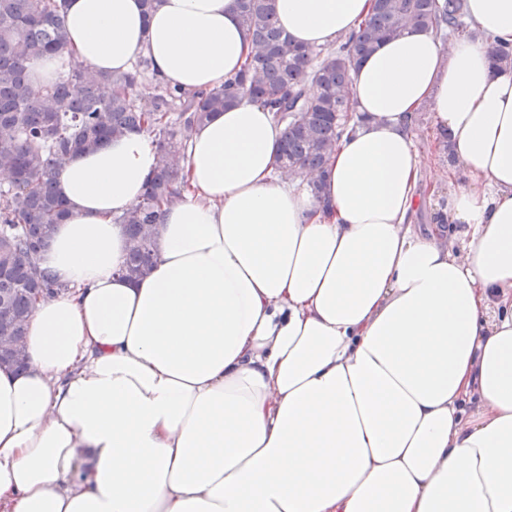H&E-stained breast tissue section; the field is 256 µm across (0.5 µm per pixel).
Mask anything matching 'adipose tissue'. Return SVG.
<instances>
[{
	"label": "adipose tissue",
	"instance_id": "obj_1",
	"mask_svg": "<svg viewBox=\"0 0 512 512\" xmlns=\"http://www.w3.org/2000/svg\"><path fill=\"white\" fill-rule=\"evenodd\" d=\"M294 42L334 45L368 0H276ZM476 34L410 28L350 73L361 120L326 201L275 170L282 127L242 99L196 127L157 261L119 276L117 218L158 163L131 133L60 171L69 217L40 256L25 374L0 367V512H512V0ZM65 48L100 72L146 56L192 93L249 50L234 0H67ZM429 105L462 186L412 222Z\"/></svg>",
	"mask_w": 512,
	"mask_h": 512
}]
</instances>
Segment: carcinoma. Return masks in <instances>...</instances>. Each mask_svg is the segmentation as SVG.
Instances as JSON below:
<instances>
[{
    "mask_svg": "<svg viewBox=\"0 0 512 512\" xmlns=\"http://www.w3.org/2000/svg\"><path fill=\"white\" fill-rule=\"evenodd\" d=\"M276 0H236L251 50L224 85L186 93L157 81L140 90L149 59L122 73L95 71L73 59L65 74L37 88L30 66L67 42L66 0H0V366L27 368V323L44 292L66 287L39 266V254L66 215L56 190L69 159L106 138L143 132L159 161L142 199L117 218L128 251L120 274L146 276L157 259L155 232L162 208L186 181L185 154L194 127L248 96L285 124L277 169L305 180L327 172L340 141L360 116L349 92L353 66L383 41L413 27L443 41L471 35L465 0H375L358 31L333 50L294 43L280 26Z\"/></svg>",
    "mask_w": 512,
    "mask_h": 512,
    "instance_id": "1",
    "label": "carcinoma"
}]
</instances>
